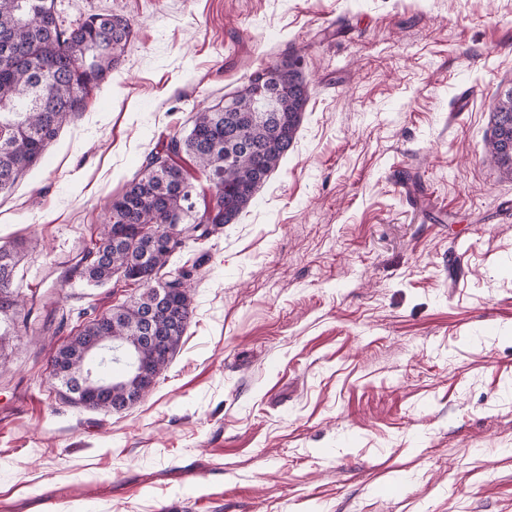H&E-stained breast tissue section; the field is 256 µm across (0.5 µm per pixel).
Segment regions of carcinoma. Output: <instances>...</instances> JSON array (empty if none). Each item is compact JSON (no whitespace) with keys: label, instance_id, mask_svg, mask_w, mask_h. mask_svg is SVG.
I'll list each match as a JSON object with an SVG mask.
<instances>
[{"label":"carcinoma","instance_id":"obj_1","mask_svg":"<svg viewBox=\"0 0 512 512\" xmlns=\"http://www.w3.org/2000/svg\"><path fill=\"white\" fill-rule=\"evenodd\" d=\"M55 2L0 0V191L37 164L59 129L82 110L90 91L118 67L134 34L133 19L112 13L92 14L66 27ZM310 95L296 61L285 57L250 75L235 92L233 111L219 105L200 109L184 137L171 138L147 157L141 173L106 204L97 239L60 276L62 283L77 278L93 286L131 288L136 298L105 314L86 309L82 328L53 350V359L75 373L87 371L89 348L100 341L112 352V357L101 358L103 366L133 360L136 351L130 349L129 337L142 329L155 288L164 287L182 322L159 318L154 329L168 336L167 345L141 351L155 378L161 377L193 309L190 272L165 283L157 274L186 241L205 239L212 229L236 223L293 147ZM485 158L512 176V87L494 95ZM188 162L212 188L201 211ZM163 224L183 225V237L170 247L154 239ZM24 250L23 244L0 246V347L20 324L37 335L48 332L46 325L31 321L33 308L14 288ZM143 274L152 276L154 286L138 283L136 277ZM133 386L142 383L129 374L123 385L107 390L100 409L125 407Z\"/></svg>","mask_w":512,"mask_h":512}]
</instances>
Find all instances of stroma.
<instances>
[{
	"mask_svg": "<svg viewBox=\"0 0 512 512\" xmlns=\"http://www.w3.org/2000/svg\"><path fill=\"white\" fill-rule=\"evenodd\" d=\"M57 4L137 26L0 192V246L41 244L15 288L66 317L0 350V512H512V178L484 159L512 0ZM287 54L312 90L293 148L160 273L194 287L168 368L121 413L61 400L53 347L126 295L51 271L150 152Z\"/></svg>",
	"mask_w": 512,
	"mask_h": 512,
	"instance_id": "obj_1",
	"label": "stroma"
}]
</instances>
